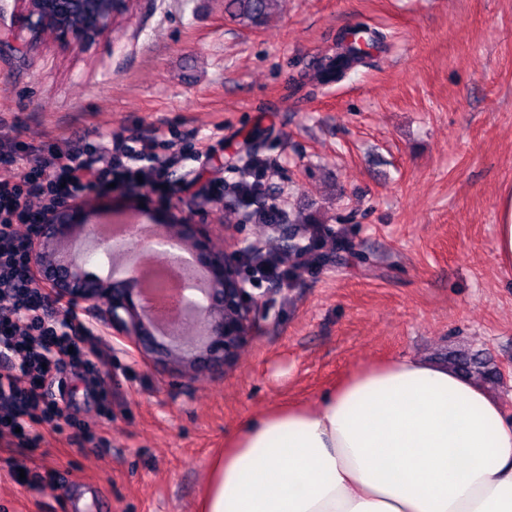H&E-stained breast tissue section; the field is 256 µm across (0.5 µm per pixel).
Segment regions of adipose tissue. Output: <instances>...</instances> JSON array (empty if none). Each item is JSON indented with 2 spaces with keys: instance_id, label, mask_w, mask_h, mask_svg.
<instances>
[{
  "instance_id": "1",
  "label": "adipose tissue",
  "mask_w": 512,
  "mask_h": 512,
  "mask_svg": "<svg viewBox=\"0 0 512 512\" xmlns=\"http://www.w3.org/2000/svg\"><path fill=\"white\" fill-rule=\"evenodd\" d=\"M201 512H512V424L447 364L362 367L316 406L246 422Z\"/></svg>"
}]
</instances>
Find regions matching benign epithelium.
Instances as JSON below:
<instances>
[{
  "label": "benign epithelium",
  "mask_w": 512,
  "mask_h": 512,
  "mask_svg": "<svg viewBox=\"0 0 512 512\" xmlns=\"http://www.w3.org/2000/svg\"><path fill=\"white\" fill-rule=\"evenodd\" d=\"M23 24L0 34L17 50L33 47L45 31L52 32L60 48L81 50L116 31L119 18L134 0H16ZM82 203L67 200L55 206L28 240L30 264L40 272L37 285L46 295H71L104 307L112 335L123 337L143 357L160 354L185 374L211 363L229 364L252 338L263 301L247 288L242 266L257 251L251 246L228 251L216 248L209 239L206 224L158 225L163 242L190 244L192 266L206 270L204 302L185 313L197 330V342L180 347L179 336L160 334L149 321L146 299L136 288L137 278L127 272L104 284L82 273V257L52 264L47 244L68 237L75 226Z\"/></svg>",
  "instance_id": "obj_1"
}]
</instances>
